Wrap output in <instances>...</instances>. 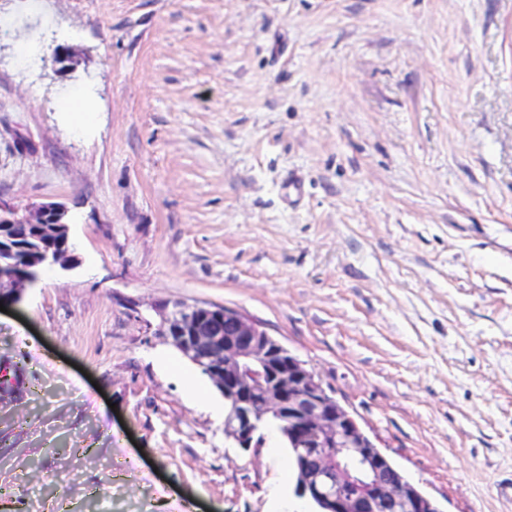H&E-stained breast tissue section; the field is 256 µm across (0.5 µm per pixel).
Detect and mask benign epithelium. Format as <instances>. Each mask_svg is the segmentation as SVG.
<instances>
[{
	"label": "benign epithelium",
	"mask_w": 512,
	"mask_h": 512,
	"mask_svg": "<svg viewBox=\"0 0 512 512\" xmlns=\"http://www.w3.org/2000/svg\"><path fill=\"white\" fill-rule=\"evenodd\" d=\"M38 224L61 245L34 249L33 264L15 259L20 227ZM15 230L0 241V302L21 303L43 271L72 270L76 258L68 210L58 202L32 206L0 203V229ZM234 330L224 334V322ZM158 335L210 378L230 404L224 435L241 448L257 446L270 420L288 423L286 436L298 453L296 493L321 512H441L437 502L404 477L386 474V455L315 378L305 363L256 323L212 303L175 300L161 314Z\"/></svg>",
	"instance_id": "obj_1"
}]
</instances>
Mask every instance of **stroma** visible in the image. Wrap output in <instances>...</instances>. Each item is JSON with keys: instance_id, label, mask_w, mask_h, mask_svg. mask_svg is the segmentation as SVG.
<instances>
[{"instance_id": "35a3bbf8", "label": "stroma", "mask_w": 512, "mask_h": 512, "mask_svg": "<svg viewBox=\"0 0 512 512\" xmlns=\"http://www.w3.org/2000/svg\"><path fill=\"white\" fill-rule=\"evenodd\" d=\"M0 202L64 204L80 260L0 312V512H314L277 430L237 448L170 372L175 300L257 323L441 512H512V0H0Z\"/></svg>"}]
</instances>
